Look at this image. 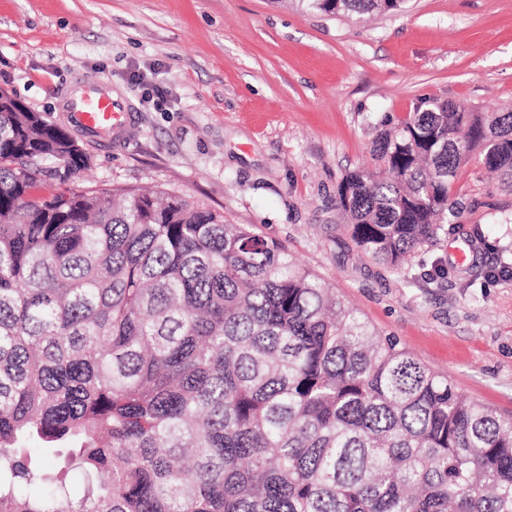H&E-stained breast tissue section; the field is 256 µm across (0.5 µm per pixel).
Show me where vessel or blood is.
Segmentation results:
<instances>
[{"mask_svg":"<svg viewBox=\"0 0 512 512\" xmlns=\"http://www.w3.org/2000/svg\"><path fill=\"white\" fill-rule=\"evenodd\" d=\"M77 82L78 92L63 97L69 121L89 138L108 133L121 142L135 122L128 97L93 75L79 76Z\"/></svg>","mask_w":512,"mask_h":512,"instance_id":"vessel-or-blood-1","label":"vessel or blood"}]
</instances>
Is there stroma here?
<instances>
[{
	"mask_svg": "<svg viewBox=\"0 0 512 512\" xmlns=\"http://www.w3.org/2000/svg\"><path fill=\"white\" fill-rule=\"evenodd\" d=\"M82 73L111 79L136 119L72 185L169 189L255 225L380 338L512 414V194L470 162L457 217L399 272L359 254L336 208L345 174L380 168L384 114L512 103V0H406L361 18L294 0H0V91L64 126Z\"/></svg>",
	"mask_w": 512,
	"mask_h": 512,
	"instance_id": "stroma-1",
	"label": "stroma"
}]
</instances>
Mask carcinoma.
Instances as JSON below:
<instances>
[{
    "mask_svg": "<svg viewBox=\"0 0 512 512\" xmlns=\"http://www.w3.org/2000/svg\"><path fill=\"white\" fill-rule=\"evenodd\" d=\"M375 129L385 175L336 191L367 258L400 269L432 242L474 157L512 194L511 106L424 99ZM91 161L0 107V512H512V415L377 338L254 225L166 190L66 186Z\"/></svg>",
    "mask_w": 512,
    "mask_h": 512,
    "instance_id": "obj_1",
    "label": "carcinoma"
}]
</instances>
